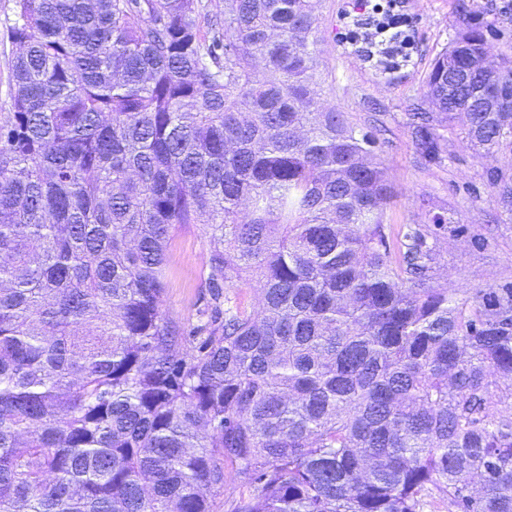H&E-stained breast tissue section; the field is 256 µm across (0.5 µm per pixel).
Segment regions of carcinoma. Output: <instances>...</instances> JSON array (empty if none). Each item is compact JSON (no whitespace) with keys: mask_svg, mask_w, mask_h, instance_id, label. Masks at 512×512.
<instances>
[{"mask_svg":"<svg viewBox=\"0 0 512 512\" xmlns=\"http://www.w3.org/2000/svg\"><path fill=\"white\" fill-rule=\"evenodd\" d=\"M0 112V512H512V285L391 257L376 140L325 111L313 0H14ZM469 29L443 124L512 147V57ZM201 224L203 306L162 309ZM253 286L257 306L235 293ZM224 471L227 475V490L224 488L215 489L212 496L213 512H227L230 500L238 497L246 488L240 477H238L230 465H224Z\"/></svg>","mask_w":512,"mask_h":512,"instance_id":"carcinoma-1","label":"carcinoma"}]
</instances>
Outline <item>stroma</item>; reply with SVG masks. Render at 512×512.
<instances>
[{
	"label": "stroma",
	"instance_id": "35a3bbf8",
	"mask_svg": "<svg viewBox=\"0 0 512 512\" xmlns=\"http://www.w3.org/2000/svg\"><path fill=\"white\" fill-rule=\"evenodd\" d=\"M409 21V61L390 59L359 0H318L322 37L318 75L324 109L345 112L372 132L377 158L395 197L386 209L392 234L407 224L430 226L441 285L500 288L512 284V214L497 202L496 180L512 176V149L473 150L459 126L442 128L444 152L432 162L418 150L411 114L427 108L426 77L435 58L468 28L486 30L490 60L512 56V9L502 0H399ZM443 225H435L436 216ZM206 238L201 225L183 228L170 259L163 309L183 325L196 321Z\"/></svg>",
	"mask_w": 512,
	"mask_h": 512
}]
</instances>
